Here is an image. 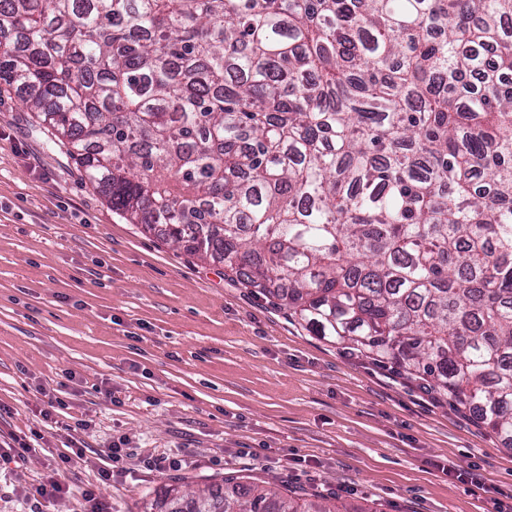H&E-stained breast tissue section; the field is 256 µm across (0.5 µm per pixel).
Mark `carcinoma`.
<instances>
[{"label": "carcinoma", "instance_id": "1", "mask_svg": "<svg viewBox=\"0 0 512 512\" xmlns=\"http://www.w3.org/2000/svg\"><path fill=\"white\" fill-rule=\"evenodd\" d=\"M512 0H0L15 92L132 224L512 445ZM358 512L248 475L152 512Z\"/></svg>", "mask_w": 512, "mask_h": 512}]
</instances>
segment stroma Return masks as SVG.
I'll return each mask as SVG.
<instances>
[{
  "label": "stroma",
  "instance_id": "1",
  "mask_svg": "<svg viewBox=\"0 0 512 512\" xmlns=\"http://www.w3.org/2000/svg\"><path fill=\"white\" fill-rule=\"evenodd\" d=\"M17 95L0 97V442L60 419L89 428L35 441L0 463V512H24L72 440L82 458L50 512L96 487L112 512H144L174 478L227 473L334 493L366 512H490L512 491V448L467 410L303 329L276 305L114 213ZM124 441L178 470L100 483L103 448ZM310 466H297V458ZM477 469L485 489L441 467Z\"/></svg>",
  "mask_w": 512,
  "mask_h": 512
}]
</instances>
